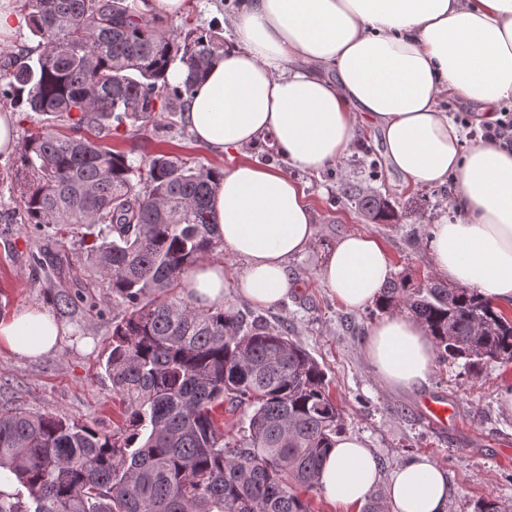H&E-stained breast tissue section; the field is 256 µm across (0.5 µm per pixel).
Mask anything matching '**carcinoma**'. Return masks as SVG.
I'll return each mask as SVG.
<instances>
[{
  "label": "carcinoma",
  "mask_w": 512,
  "mask_h": 512,
  "mask_svg": "<svg viewBox=\"0 0 512 512\" xmlns=\"http://www.w3.org/2000/svg\"><path fill=\"white\" fill-rule=\"evenodd\" d=\"M23 10L39 54L4 70L0 94L45 121L20 149L24 223L83 240L92 231L84 257L50 259L69 273L56 306L100 310L88 269L126 306L104 364L125 423L101 434L51 413H0V468L16 479L0 489V512H315L299 490L320 489L343 430L324 370L262 317L171 294L220 243L211 201L222 171L161 151L135 163L53 129L184 112L219 37L159 33L126 0H23ZM175 64L187 75L173 85ZM343 194L371 220L396 217L378 192ZM394 305L427 328L442 361L474 371L512 361V322L468 289L393 282L377 308ZM224 405L237 417L234 439L214 419Z\"/></svg>",
  "instance_id": "obj_1"
}]
</instances>
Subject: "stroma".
<instances>
[{
  "label": "stroma",
  "instance_id": "obj_1",
  "mask_svg": "<svg viewBox=\"0 0 512 512\" xmlns=\"http://www.w3.org/2000/svg\"><path fill=\"white\" fill-rule=\"evenodd\" d=\"M185 17L155 22L157 31L182 35H223L224 15L236 0H189ZM83 136L140 161L142 155L166 151L193 164L224 169L242 161L270 165L300 184L316 219L312 245L288 263L296 282L288 298L273 307H261L243 297L236 285L243 262L216 249L211 262L223 263L227 274L224 305L243 314L259 315L286 329L325 370L330 392L343 417L345 433L363 438L371 448L382 477L418 456H428L448 472V512H512V418L499 410L497 395L512 386V362L484 364L474 373L463 362H436L426 384L410 393H394L368 370L362 344L381 313L367 306L345 309L320 281L318 271L338 240L349 233L377 239L393 267L392 278L416 286L425 280L442 281L430 253V228L442 218H456L452 199L442 198L441 185L411 188L382 164L381 178L370 182L371 155H383L380 133L359 128L351 154L317 173L291 165L272 141L218 155L197 145L180 116L158 112L148 122L120 127L112 134L86 127ZM16 159H0V318L30 306H41L63 324L66 336L55 352L36 359L19 356L0 346V411L23 407L52 412L108 433L120 419V403L112 396V383L103 362L112 341V321L124 308L114 303L107 288H97L102 312L77 305L58 311L54 286L59 278L40 259L56 254L78 256L79 238L63 237L53 229L22 221V201L16 188ZM346 184L374 187L392 203L395 219L374 224L362 216L342 193ZM433 398L451 404L459 424L441 430L431 426L420 403Z\"/></svg>",
  "mask_w": 512,
  "mask_h": 512
}]
</instances>
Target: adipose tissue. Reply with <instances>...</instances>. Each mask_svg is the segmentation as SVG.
<instances>
[{
  "label": "adipose tissue",
  "instance_id": "1",
  "mask_svg": "<svg viewBox=\"0 0 512 512\" xmlns=\"http://www.w3.org/2000/svg\"><path fill=\"white\" fill-rule=\"evenodd\" d=\"M224 25L233 45L185 102L183 121L198 145L221 154L269 138L291 164L317 172L350 152L361 126L375 128L405 184L455 185L462 216L434 225L436 268L512 309V150L485 141L463 148L438 106L446 96L473 101L492 122L512 98V0H238ZM212 208L223 248L246 263L240 292L276 305L294 287L289 259L316 232L304 190L273 167L241 162L217 181ZM318 276L339 304L359 309L379 300L392 265L377 240L351 233ZM183 280L196 305L223 307V264H196ZM64 336L40 307L0 319V345L22 357L46 355ZM363 356L390 390L411 391L426 383L435 348L422 325L394 311L372 326ZM320 482L347 505L379 487L389 512L448 508L444 468L419 456L382 481L369 448L352 436L337 435Z\"/></svg>",
  "mask_w": 512,
  "mask_h": 512
}]
</instances>
